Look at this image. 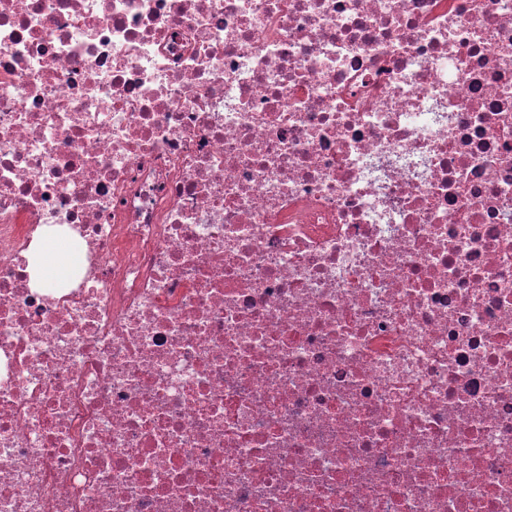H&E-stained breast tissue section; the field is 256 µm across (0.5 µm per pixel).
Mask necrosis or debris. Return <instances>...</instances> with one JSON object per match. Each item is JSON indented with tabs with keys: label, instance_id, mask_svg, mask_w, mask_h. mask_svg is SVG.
Returning a JSON list of instances; mask_svg holds the SVG:
<instances>
[{
	"label": "necrosis or debris",
	"instance_id": "obj_1",
	"mask_svg": "<svg viewBox=\"0 0 512 512\" xmlns=\"http://www.w3.org/2000/svg\"><path fill=\"white\" fill-rule=\"evenodd\" d=\"M0 512H512V0H0ZM74 249L57 241L53 230L25 256L34 288H52L65 283L71 275Z\"/></svg>",
	"mask_w": 512,
	"mask_h": 512
}]
</instances>
